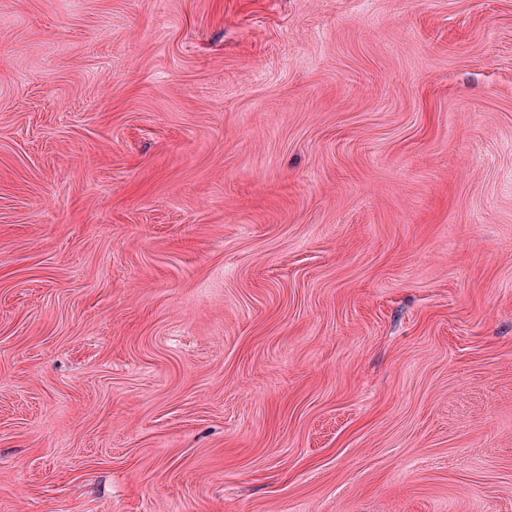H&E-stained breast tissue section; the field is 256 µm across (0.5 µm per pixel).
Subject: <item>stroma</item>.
<instances>
[{
  "label": "stroma",
  "mask_w": 512,
  "mask_h": 512,
  "mask_svg": "<svg viewBox=\"0 0 512 512\" xmlns=\"http://www.w3.org/2000/svg\"><path fill=\"white\" fill-rule=\"evenodd\" d=\"M0 512H512V0H0Z\"/></svg>",
  "instance_id": "stroma-1"
}]
</instances>
